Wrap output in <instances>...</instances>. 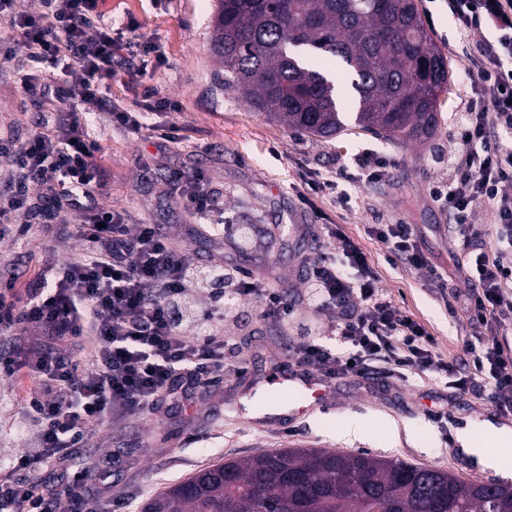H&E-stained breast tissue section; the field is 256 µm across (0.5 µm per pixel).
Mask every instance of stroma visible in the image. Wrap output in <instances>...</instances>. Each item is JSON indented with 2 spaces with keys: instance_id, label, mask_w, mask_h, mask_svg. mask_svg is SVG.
<instances>
[{
  "instance_id": "stroma-1",
  "label": "stroma",
  "mask_w": 512,
  "mask_h": 512,
  "mask_svg": "<svg viewBox=\"0 0 512 512\" xmlns=\"http://www.w3.org/2000/svg\"><path fill=\"white\" fill-rule=\"evenodd\" d=\"M426 28L448 57L450 80L443 93L438 126L423 143L391 144L351 127L326 141L288 131L254 111L239 95L217 81L219 65L211 53L213 0H103L102 13L113 24L132 21L137 35L156 40L162 51L159 65L139 72L115 59L114 76L103 89L129 110L140 107L144 87L159 97L178 102L177 142L133 134L112 125L105 114L87 117L91 135L102 139L100 160L105 177L96 191L102 205L125 211L134 224H163L174 243L190 250L200 262L223 259L229 267L262 272L272 287L292 296L304 290L300 262L315 242L306 226L315 213L344 231L367 253L379 286L404 313L425 325L442 358L456 355L463 342L479 344L478 328L465 315H450L447 304L462 289L454 262L466 261L458 249L456 229L447 211L433 202L429 190L445 176V158L454 147L455 119L463 112L467 92L461 68L467 43L448 21L444 0H419ZM55 102L34 101L23 93L16 61L0 62V137L24 140L45 113L58 111ZM371 148L390 163L389 176L360 184L348 201L315 191L319 181L334 178L341 162ZM203 172L212 188L224 194L227 223L242 228L247 240L235 234L211 239L196 231L198 217L189 214L167 182L172 170ZM413 225L419 245L441 274L438 282L415 270L392 265L385 247L370 239L372 224ZM77 242L55 246L53 231L39 225L31 237L0 242V261H10L20 279H27L48 256L58 261L75 257ZM328 322L305 303L288 323L264 320L251 307L239 310L236 351L248 360L252 383L225 377L222 384L197 389L196 406L173 399L157 415L124 420L100 428L95 444L73 451L71 467H48L42 472L44 490L74 489L83 499L99 502L110 492H127L136 508L166 487L198 470L228 458H240L283 448H315L374 456L432 466L471 482L496 481L495 470L475 466L461 451L457 433L470 421L498 422L499 416L482 398L460 394L446 376L423 381L379 379L365 385L354 379L336 384L329 409L279 425L254 428L241 409L250 398L267 405L264 378L285 361V339L310 336L328 342ZM28 377L0 382V462L10 451L27 447L19 435ZM432 409L447 410L448 423L432 420ZM195 430L199 441L187 440ZM110 462L104 475L79 482L75 474L99 448Z\"/></svg>"
}]
</instances>
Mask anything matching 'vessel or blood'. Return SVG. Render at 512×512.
Segmentation results:
<instances>
[{
	"label": "vessel or blood",
	"mask_w": 512,
	"mask_h": 512,
	"mask_svg": "<svg viewBox=\"0 0 512 512\" xmlns=\"http://www.w3.org/2000/svg\"><path fill=\"white\" fill-rule=\"evenodd\" d=\"M266 384L274 391L306 396L307 401L303 404H286L280 412L275 414L250 412L248 419L256 426L273 420L285 422L300 419L310 410L328 407L333 398L332 383L329 379L318 374H307L299 369L281 368L274 376L267 378Z\"/></svg>",
	"instance_id": "vessel-or-blood-1"
}]
</instances>
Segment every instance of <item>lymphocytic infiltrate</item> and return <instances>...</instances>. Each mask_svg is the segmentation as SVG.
<instances>
[{
    "mask_svg": "<svg viewBox=\"0 0 512 512\" xmlns=\"http://www.w3.org/2000/svg\"><path fill=\"white\" fill-rule=\"evenodd\" d=\"M460 34L484 36L466 54L462 76L469 95L448 153V175L430 194L452 218L461 248L470 255L462 311L474 323H512V0H448ZM31 66L22 79L28 97L52 95L62 110L38 124L23 141L0 138V240L26 237L48 215L28 209L32 186L47 187L71 223L55 240H78L79 257L46 263L17 288L0 277V379L26 373L34 386L26 399L23 431L29 447L0 466V512H58L59 496L37 492L41 470L66 463L71 449L92 444L99 425L154 411L224 375L241 376L246 361L235 353L232 320L241 304L284 323L296 310L287 290L269 287L253 271L198 264L173 247L160 224L129 223L124 211L95 202L103 143L91 136L85 116L105 112L130 132L150 131L172 142L176 104L146 88L141 111L116 107L101 94L112 62L126 50L122 29L102 20L100 0H41L37 12L0 0ZM388 163L375 151L340 165L338 181L376 182ZM168 184L185 210L205 219V232H223L224 196L201 172H171ZM480 212L495 224L493 242H482L474 222ZM321 246L303 256L309 304L350 343L336 352L314 339L289 344L295 364L329 379L383 374L454 376V387L475 392L501 415L512 414V352L497 336L482 349L463 345L459 361L434 351L427 329L402 315L378 286L365 252L340 225L309 227ZM370 233L387 257L424 274L438 273L409 224H374Z\"/></svg>",
    "mask_w": 512,
    "mask_h": 512,
    "instance_id": "obj_1",
    "label": "lymphocytic infiltrate"
}]
</instances>
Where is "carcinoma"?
<instances>
[{
    "mask_svg": "<svg viewBox=\"0 0 512 512\" xmlns=\"http://www.w3.org/2000/svg\"><path fill=\"white\" fill-rule=\"evenodd\" d=\"M224 88L317 138L356 127L385 142L430 136L449 64L417 0H216ZM143 512H512V484L368 453L286 448L231 459L167 487Z\"/></svg>",
    "mask_w": 512,
    "mask_h": 512,
    "instance_id": "obj_1",
    "label": "carcinoma"
}]
</instances>
